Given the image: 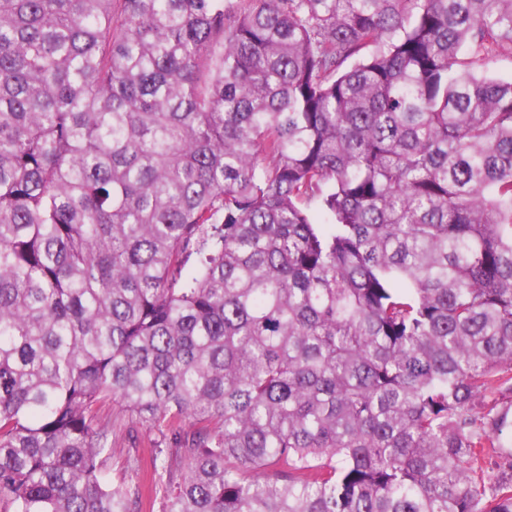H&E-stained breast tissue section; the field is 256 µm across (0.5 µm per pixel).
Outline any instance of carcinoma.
<instances>
[{
	"label": "carcinoma",
	"mask_w": 512,
	"mask_h": 512,
	"mask_svg": "<svg viewBox=\"0 0 512 512\" xmlns=\"http://www.w3.org/2000/svg\"><path fill=\"white\" fill-rule=\"evenodd\" d=\"M512 0H0V512H512ZM105 414L108 419L112 420V457L108 461V469L111 476L120 475L127 466L129 451L134 453L140 460L144 469L150 467V455L152 448H149L147 441L143 439L145 430L139 426H134V434L138 436V440L134 445L130 436V420L128 415L122 410L117 403H112V407L106 409ZM137 431V432H136ZM136 448H135V447ZM134 448V449H132Z\"/></svg>",
	"instance_id": "carcinoma-1"
}]
</instances>
